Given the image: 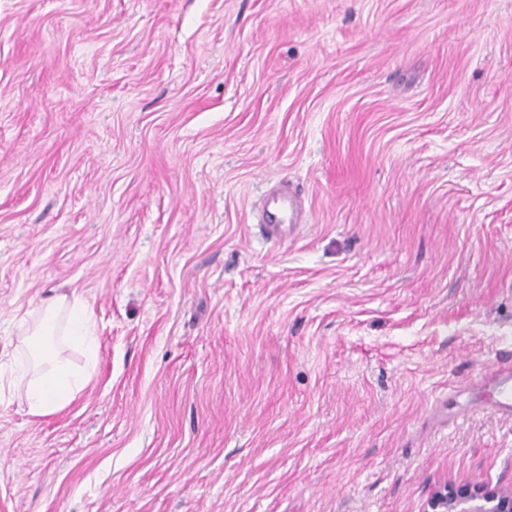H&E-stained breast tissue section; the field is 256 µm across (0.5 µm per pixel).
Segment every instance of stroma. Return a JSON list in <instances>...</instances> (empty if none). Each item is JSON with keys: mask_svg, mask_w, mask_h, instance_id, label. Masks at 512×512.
<instances>
[{"mask_svg": "<svg viewBox=\"0 0 512 512\" xmlns=\"http://www.w3.org/2000/svg\"><path fill=\"white\" fill-rule=\"evenodd\" d=\"M307 222L259 232L279 181ZM95 368L31 415L20 322ZM512 0H0V512H425L512 486ZM32 314L35 320L24 334L27 367L21 374V383L16 385V394L30 414L48 416L70 404L89 377L86 368L76 371L66 358L58 355L52 342L57 336H64L71 347L86 354L87 366H91L95 361L97 337L86 306L76 297L68 300L65 294L53 295ZM476 386L487 389L482 408L501 417L512 419V363L500 362L484 371ZM429 512H512V488L487 482L449 484L429 499Z\"/></svg>", "mask_w": 512, "mask_h": 512, "instance_id": "obj_1", "label": "stroma"}]
</instances>
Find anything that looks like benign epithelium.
<instances>
[{
  "instance_id": "1",
  "label": "benign epithelium",
  "mask_w": 512,
  "mask_h": 512,
  "mask_svg": "<svg viewBox=\"0 0 512 512\" xmlns=\"http://www.w3.org/2000/svg\"><path fill=\"white\" fill-rule=\"evenodd\" d=\"M428 506L429 512H512V488L487 482L450 484L435 491Z\"/></svg>"
}]
</instances>
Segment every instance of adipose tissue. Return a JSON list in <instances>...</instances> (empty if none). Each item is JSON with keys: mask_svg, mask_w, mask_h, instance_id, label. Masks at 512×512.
Returning <instances> with one entry per match:
<instances>
[{"mask_svg": "<svg viewBox=\"0 0 512 512\" xmlns=\"http://www.w3.org/2000/svg\"><path fill=\"white\" fill-rule=\"evenodd\" d=\"M35 320L25 331L28 351L26 379L16 393L30 414L48 416L70 404L88 381V371L75 370L52 346L64 337L71 347L94 358L97 338L86 306L79 299L57 294L44 300L34 312Z\"/></svg>", "mask_w": 512, "mask_h": 512, "instance_id": "1", "label": "adipose tissue"}]
</instances>
